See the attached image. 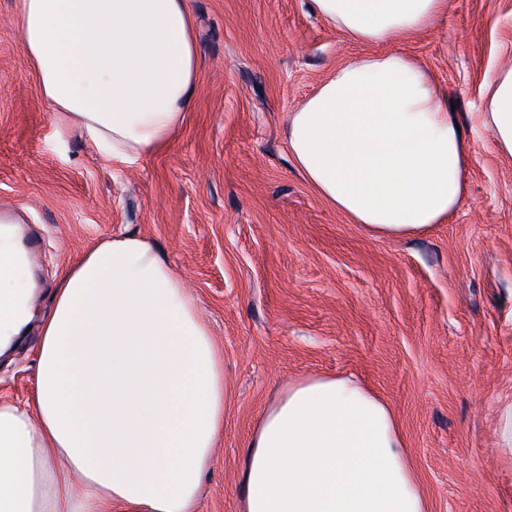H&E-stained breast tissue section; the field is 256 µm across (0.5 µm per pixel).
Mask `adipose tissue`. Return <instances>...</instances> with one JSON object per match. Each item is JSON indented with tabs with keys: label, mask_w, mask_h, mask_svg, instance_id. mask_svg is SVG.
<instances>
[{
	"label": "adipose tissue",
	"mask_w": 512,
	"mask_h": 512,
	"mask_svg": "<svg viewBox=\"0 0 512 512\" xmlns=\"http://www.w3.org/2000/svg\"><path fill=\"white\" fill-rule=\"evenodd\" d=\"M449 0H309L352 39L386 44ZM17 31L58 135L133 164L180 128L198 52L187 0H21ZM485 115L512 155V69ZM448 95L404 55L337 68L288 122L292 158L369 231L421 235L453 216L470 156ZM28 270L0 231V355L30 318ZM35 390L0 400V512H199L224 435V354L149 240L112 236L56 283ZM241 512H428L391 408L356 382L304 376L247 442Z\"/></svg>",
	"instance_id": "adipose-tissue-1"
}]
</instances>
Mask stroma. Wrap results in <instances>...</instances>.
I'll list each match as a JSON object with an SVG mask.
<instances>
[{"label":"stroma","mask_w":512,"mask_h":512,"mask_svg":"<svg viewBox=\"0 0 512 512\" xmlns=\"http://www.w3.org/2000/svg\"><path fill=\"white\" fill-rule=\"evenodd\" d=\"M196 90L170 143L132 165L80 131L58 138L0 0V212L40 247L34 317L0 358V395L35 387L50 291L121 232L152 241L197 298L224 353L230 398L200 512H240L250 434L278 389L349 377L394 410L429 512H512L497 418L512 404V155L481 119L490 77L512 68V0H450L392 45L353 40L308 0H188ZM392 49L448 94L471 154L453 219L375 236L326 203L288 147L291 112L354 60Z\"/></svg>","instance_id":"stroma-1"}]
</instances>
